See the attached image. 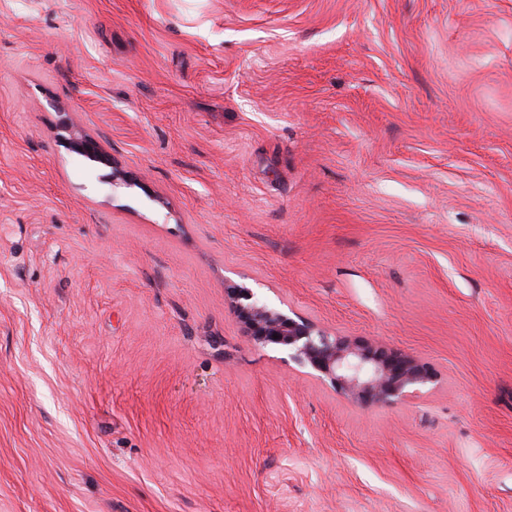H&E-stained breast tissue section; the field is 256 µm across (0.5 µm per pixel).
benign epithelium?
<instances>
[{
  "label": "benign epithelium",
  "instance_id": "7a95c632",
  "mask_svg": "<svg viewBox=\"0 0 512 512\" xmlns=\"http://www.w3.org/2000/svg\"><path fill=\"white\" fill-rule=\"evenodd\" d=\"M71 146L89 157L101 156L96 141L76 137ZM226 296L251 340L262 347L290 351L299 364L363 405L391 406L434 379L432 369L414 357L379 342L333 336L313 323L272 308L242 286Z\"/></svg>",
  "mask_w": 512,
  "mask_h": 512
}]
</instances>
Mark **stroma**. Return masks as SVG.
Returning a JSON list of instances; mask_svg holds the SVG:
<instances>
[{
  "label": "stroma",
  "instance_id": "1",
  "mask_svg": "<svg viewBox=\"0 0 512 512\" xmlns=\"http://www.w3.org/2000/svg\"><path fill=\"white\" fill-rule=\"evenodd\" d=\"M0 512H512V0H0ZM225 290L256 345L291 351L293 360L363 405H394L413 394L414 387L434 379L429 366L406 353L376 341L331 336L309 321L261 302L249 288Z\"/></svg>",
  "mask_w": 512,
  "mask_h": 512
}]
</instances>
